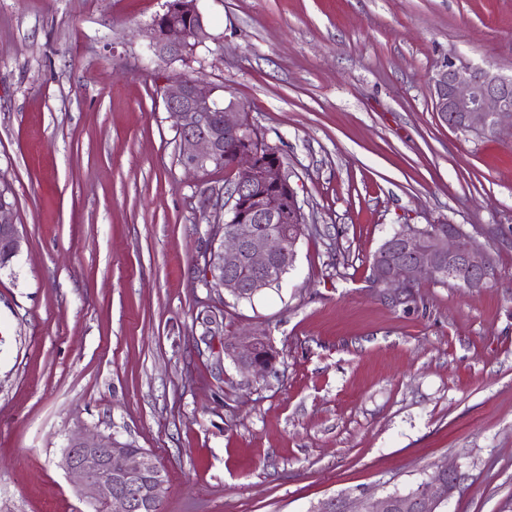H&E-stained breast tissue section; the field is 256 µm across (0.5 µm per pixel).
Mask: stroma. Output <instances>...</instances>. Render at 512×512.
<instances>
[{
  "instance_id": "35a3bbf8",
  "label": "stroma",
  "mask_w": 512,
  "mask_h": 512,
  "mask_svg": "<svg viewBox=\"0 0 512 512\" xmlns=\"http://www.w3.org/2000/svg\"><path fill=\"white\" fill-rule=\"evenodd\" d=\"M166 0H0V187L26 243L0 269V512H92L60 465L79 433L151 452L161 512H364L437 468L445 512H512V133L451 128L448 60L512 76V0H199L184 59ZM220 85L276 147L309 226L280 287L205 288L221 171L193 174L162 88ZM402 224H460L473 292L370 286ZM278 351L257 380L228 336ZM198 2L181 0L179 13L186 19L184 24L170 19L172 8L167 1L165 12L156 18L150 31V47L156 55L168 60L181 58L210 39Z\"/></svg>"
}]
</instances>
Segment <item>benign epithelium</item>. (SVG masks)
<instances>
[{
  "label": "benign epithelium",
  "mask_w": 512,
  "mask_h": 512,
  "mask_svg": "<svg viewBox=\"0 0 512 512\" xmlns=\"http://www.w3.org/2000/svg\"><path fill=\"white\" fill-rule=\"evenodd\" d=\"M179 13L186 22L170 19L171 6L158 16L150 31V47L161 58L183 57L211 38L198 0H181ZM223 87L180 77L165 83L162 97L178 133L180 164L192 173H204L224 159V142L236 143L230 164L235 191L225 203L233 225H211L218 247L205 258L201 280L239 297L259 293L272 285L273 272L282 263L293 264L300 236L289 241L275 231H259L258 224H304L305 214L288 181L279 151L265 142L250 113L236 100L224 101ZM435 111L452 128L485 134L512 131V76L493 67L457 64L450 59L432 78ZM13 205L0 189V265L16 257L25 237L12 215ZM246 265L253 271L248 283L232 275ZM492 265L490 251L472 234L453 224L448 233L429 238L425 228L402 224L396 238L385 242L371 264V286L394 306L409 301V292L421 278H446L463 288L479 291ZM254 336L248 344L231 339L228 356L243 371L263 378L272 362L260 357ZM60 466L78 478L77 494L89 506H112V512H158L168 478L154 456L130 451L113 437L81 434L73 438ZM456 472L442 467L433 482L410 496L388 494L365 512H440L457 486Z\"/></svg>",
  "instance_id": "obj_1"
}]
</instances>
